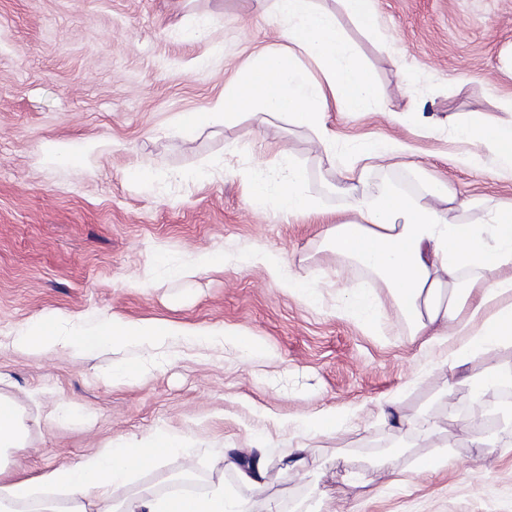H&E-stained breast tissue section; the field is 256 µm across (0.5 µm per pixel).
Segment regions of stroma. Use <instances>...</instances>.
<instances>
[{"mask_svg":"<svg viewBox=\"0 0 512 512\" xmlns=\"http://www.w3.org/2000/svg\"><path fill=\"white\" fill-rule=\"evenodd\" d=\"M318 4L383 92L372 111L327 113L337 156L360 140L393 137L411 153L390 167L372 162L370 189L403 178L420 190L445 184L457 200L438 207L455 223L512 208V182L453 160L454 123L512 111V0H373L374 29L343 0ZM195 8L211 15L203 40L185 34L180 0H0V395L17 405L26 437L0 484L162 429L184 433L187 452L143 467L113 489L114 500L161 493L185 474L207 487L228 482L224 450L260 437L264 492L232 483L252 512H313L322 500L335 512H512V450L476 446L448 420L449 406L469 402L467 388L446 387L448 346L410 336L380 280L381 323L344 315L368 273L322 244L326 226L350 215L314 133L277 118L258 128L242 113L201 124L192 139L179 134V115L207 111L280 43L253 0ZM405 112L421 113L423 125L402 124ZM53 139L98 151L89 163L46 167L39 150ZM284 148L320 211L284 218L247 205V173L276 166ZM142 164L150 183L130 176ZM200 252L222 255L223 267L168 275L166 262ZM284 275L310 282L316 300L289 292ZM46 312L175 324L223 334L224 343L182 342L174 357L136 347L86 357L15 348L14 337ZM241 337L260 354L239 351ZM117 362L141 371L112 383ZM393 400L405 419L434 417L439 431L426 440L397 432L384 415ZM61 402L73 415L46 428ZM313 413L341 415L345 425L331 435L296 428ZM298 444L307 448L303 467L283 470L279 450ZM447 450L452 467L417 469ZM388 457L399 461L395 472L382 466Z\"/></svg>","mask_w":512,"mask_h":512,"instance_id":"35a3bbf8","label":"stroma"}]
</instances>
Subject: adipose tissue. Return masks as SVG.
Wrapping results in <instances>:
<instances>
[{
  "instance_id": "obj_1",
  "label": "adipose tissue",
  "mask_w": 512,
  "mask_h": 512,
  "mask_svg": "<svg viewBox=\"0 0 512 512\" xmlns=\"http://www.w3.org/2000/svg\"><path fill=\"white\" fill-rule=\"evenodd\" d=\"M256 7L277 22L283 45L259 54L225 87L205 120L228 121L246 111L261 126L275 114L312 130L327 160L335 161L334 141L324 124L326 112L370 111L381 98L379 88L363 74L335 15L319 8L317 0H256ZM299 52L314 60L322 81H311L295 64ZM454 137L462 145L455 162L468 163L474 149L481 147L492 157L489 174L512 181V119L490 123L474 116L455 124ZM407 150V144L395 138L369 139L353 149L344 160L346 182L341 188L352 218L329 225L324 240L337 255L383 277L412 335L450 344V366L455 369L512 345V211L496 210L485 224H451L435 205L448 194L444 186H433L419 198L370 193L357 163L391 162ZM248 201L288 216L319 207L304 189L301 168L291 162L253 172ZM182 333L178 326L131 323L115 315L65 320L44 314L14 343L40 356L61 349L90 354L111 347L157 348ZM463 383L472 401L487 406L503 385L512 383V367L490 364ZM186 446L184 434L159 431L36 478L2 484L0 512H24L28 507L34 512H250L248 502L226 493L220 483L200 496L135 494L113 502L112 487L125 484L145 464ZM25 448L19 411L11 399L0 396V469ZM231 464L245 485L264 488L268 461L263 441L254 439L248 447L235 449ZM54 492L64 494V504L51 500Z\"/></svg>"
}]
</instances>
